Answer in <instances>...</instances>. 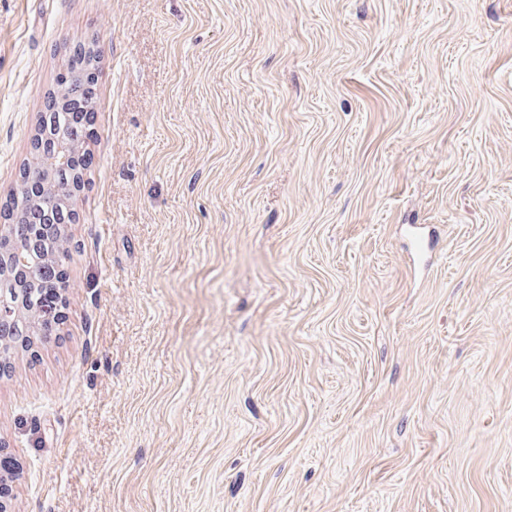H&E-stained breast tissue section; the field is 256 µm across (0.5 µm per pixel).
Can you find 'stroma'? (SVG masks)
<instances>
[{
    "mask_svg": "<svg viewBox=\"0 0 512 512\" xmlns=\"http://www.w3.org/2000/svg\"><path fill=\"white\" fill-rule=\"evenodd\" d=\"M92 38L10 512H512V0H0V205ZM99 58L100 48L95 41H92L87 46L84 45L80 48L79 52L68 54L57 76V87L54 90H57V96L68 86L71 80L80 76L88 69L98 70Z\"/></svg>",
    "mask_w": 512,
    "mask_h": 512,
    "instance_id": "35a3bbf8",
    "label": "stroma"
}]
</instances>
